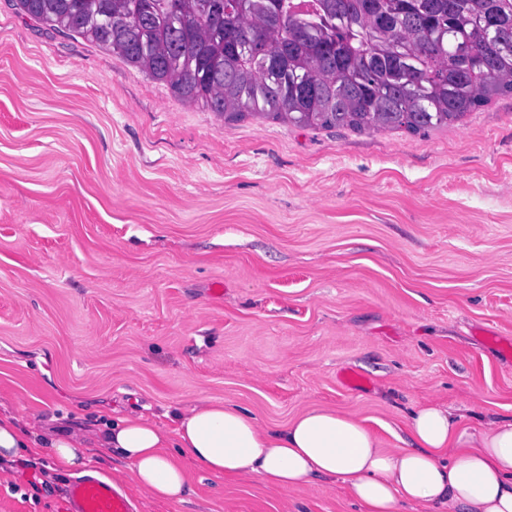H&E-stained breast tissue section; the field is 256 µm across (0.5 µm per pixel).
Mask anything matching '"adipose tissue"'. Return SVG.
I'll use <instances>...</instances> for the list:
<instances>
[{
	"label": "adipose tissue",
	"mask_w": 512,
	"mask_h": 512,
	"mask_svg": "<svg viewBox=\"0 0 512 512\" xmlns=\"http://www.w3.org/2000/svg\"><path fill=\"white\" fill-rule=\"evenodd\" d=\"M458 426L447 408L420 406L408 417L407 447L386 448L363 421L330 409L308 408L270 426L238 405L198 399L170 424L133 412L92 439L62 427L44 440L31 423L0 417V462H27L46 447L51 473L114 487L118 476L94 464L95 450L114 449L134 485L159 501L184 500L195 465L219 478L259 479L272 492L333 477L359 512H512V420L477 437Z\"/></svg>",
	"instance_id": "1"
}]
</instances>
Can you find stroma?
I'll return each mask as SVG.
<instances>
[{
	"label": "stroma",
	"instance_id": "obj_1",
	"mask_svg": "<svg viewBox=\"0 0 512 512\" xmlns=\"http://www.w3.org/2000/svg\"><path fill=\"white\" fill-rule=\"evenodd\" d=\"M0 391L1 416L89 432L200 398L268 425L324 407L387 448L419 405L475 436L512 418V95L415 135L228 124L0 0ZM47 474L0 469V512H63ZM126 492L356 512L332 478Z\"/></svg>",
	"mask_w": 512,
	"mask_h": 512
}]
</instances>
